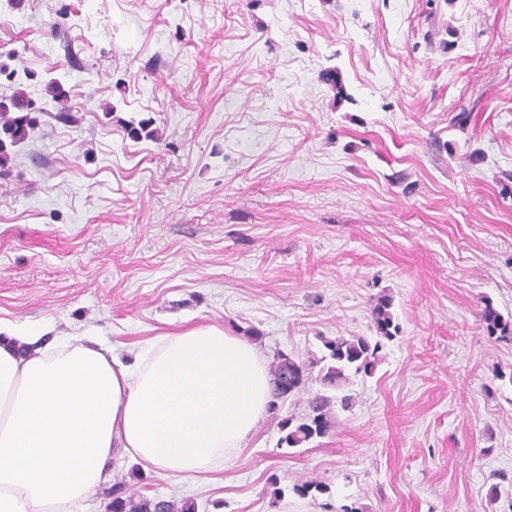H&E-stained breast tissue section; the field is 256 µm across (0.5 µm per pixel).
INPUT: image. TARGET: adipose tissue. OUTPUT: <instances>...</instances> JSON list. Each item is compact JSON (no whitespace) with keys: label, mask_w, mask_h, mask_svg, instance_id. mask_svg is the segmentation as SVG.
Wrapping results in <instances>:
<instances>
[{"label":"adipose tissue","mask_w":512,"mask_h":512,"mask_svg":"<svg viewBox=\"0 0 512 512\" xmlns=\"http://www.w3.org/2000/svg\"><path fill=\"white\" fill-rule=\"evenodd\" d=\"M40 337L0 324V512H80L120 453L180 478L212 472L270 415L262 356L222 328L158 335L130 363Z\"/></svg>","instance_id":"obj_1"}]
</instances>
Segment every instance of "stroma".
Listing matches in <instances>:
<instances>
[{
    "mask_svg": "<svg viewBox=\"0 0 512 512\" xmlns=\"http://www.w3.org/2000/svg\"><path fill=\"white\" fill-rule=\"evenodd\" d=\"M17 116L1 320L127 362L215 325L306 363L381 296L399 327L325 437L280 442L312 374L228 465L119 458L83 512H512V0H0ZM481 317L490 336H495L499 332L498 338L512 339V321L505 319L492 305H485ZM120 490H117L112 497V512H195L196 506L192 501L183 502L180 509H175L174 504L167 500H150L139 498L135 499L132 496L123 497L120 495Z\"/></svg>",
    "mask_w": 512,
    "mask_h": 512,
    "instance_id": "1",
    "label": "stroma"
}]
</instances>
